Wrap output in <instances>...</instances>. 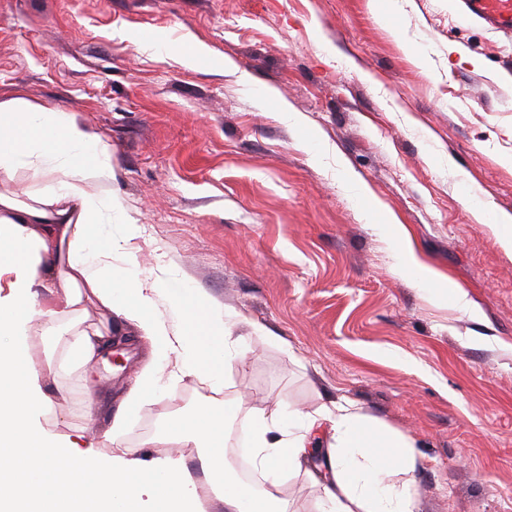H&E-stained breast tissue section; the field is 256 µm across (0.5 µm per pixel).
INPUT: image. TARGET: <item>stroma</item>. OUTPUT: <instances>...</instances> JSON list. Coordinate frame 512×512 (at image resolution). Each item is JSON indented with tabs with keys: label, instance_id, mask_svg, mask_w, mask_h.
Here are the masks:
<instances>
[{
	"label": "stroma",
	"instance_id": "35a3bbf8",
	"mask_svg": "<svg viewBox=\"0 0 512 512\" xmlns=\"http://www.w3.org/2000/svg\"><path fill=\"white\" fill-rule=\"evenodd\" d=\"M457 4L0 0V95L107 135L144 275L188 281L236 314L244 343L222 397L242 417L355 400L412 443L418 466L395 479L417 512H512V252L476 217L512 213V35L461 21ZM121 28L170 50L139 51ZM186 40L206 63L176 52ZM382 210L445 284L409 270ZM112 325L111 357L93 367L29 337L51 433L81 434L92 401L107 428L150 359L134 323ZM212 397L196 379L169 382L123 439L165 455L164 422ZM325 466L317 452L284 478L299 512H317Z\"/></svg>",
	"mask_w": 512,
	"mask_h": 512
}]
</instances>
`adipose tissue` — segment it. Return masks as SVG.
<instances>
[{
    "instance_id": "1",
    "label": "adipose tissue",
    "mask_w": 512,
    "mask_h": 512,
    "mask_svg": "<svg viewBox=\"0 0 512 512\" xmlns=\"http://www.w3.org/2000/svg\"><path fill=\"white\" fill-rule=\"evenodd\" d=\"M27 176L36 190L12 186ZM112 144L69 112L21 95L0 99V512H295L279 491L285 471L301 470L307 434L328 433V471L320 512H414L408 485L409 442L367 416L355 401L305 414L280 404L247 424L251 465L267 486L241 481L224 442L238 404H201L168 427L167 437L198 451L208 485L196 482L184 456L146 461L121 439L126 425L163 389L156 360L174 359L177 378H194L219 394L224 370L239 354L223 307L184 282L143 275L137 253L112 223L128 224L124 199L112 193ZM95 306L134 321L153 357L136 376L110 429L64 441L45 432L38 414L54 402L25 341L66 340L70 362L85 365L112 342L100 328L74 331L71 317Z\"/></svg>"
}]
</instances>
